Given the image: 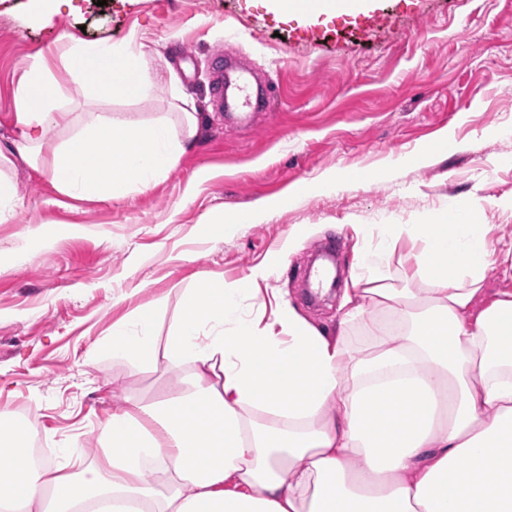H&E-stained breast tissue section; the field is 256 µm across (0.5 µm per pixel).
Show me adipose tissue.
Returning <instances> with one entry per match:
<instances>
[{
	"label": "adipose tissue",
	"instance_id": "obj_1",
	"mask_svg": "<svg viewBox=\"0 0 512 512\" xmlns=\"http://www.w3.org/2000/svg\"><path fill=\"white\" fill-rule=\"evenodd\" d=\"M57 61L74 92L101 100L154 86L144 46L68 38L15 83L0 162L49 170L77 198L118 199L195 146L202 115L174 84L177 126L93 114L44 162L46 130L75 123L49 93ZM404 238L419 245L416 288L390 269ZM283 263L275 252L237 284L182 289L166 338L152 308L113 325L103 346L131 370L161 362L184 380L98 423L100 453L78 470L32 460L38 412L22 427L1 420L12 458L0 466V512H512V290L473 309L488 271L512 280V242L491 248L487 225L457 204L440 224L381 225L332 329L289 301L264 322L245 312L254 283ZM355 328L367 336L358 352Z\"/></svg>",
	"mask_w": 512,
	"mask_h": 512
}]
</instances>
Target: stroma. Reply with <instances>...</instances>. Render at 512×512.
<instances>
[{"instance_id": "1", "label": "stroma", "mask_w": 512, "mask_h": 512, "mask_svg": "<svg viewBox=\"0 0 512 512\" xmlns=\"http://www.w3.org/2000/svg\"><path fill=\"white\" fill-rule=\"evenodd\" d=\"M144 44L157 76L144 100L75 96L55 66L62 105L78 120L123 112L166 116L177 75L204 117L202 135L167 175L121 199L60 193L49 174L16 165L19 198L0 223V417L40 418L31 436L43 457L93 458V428L118 407L173 395L182 377L161 367L134 372L101 351L113 323L137 306L161 304L166 336L179 291L207 276L243 279L277 251L282 271L243 302L267 319L289 298L317 325H334L339 293L310 302L313 251L336 253L341 280L377 225L432 224L449 203L476 206L492 246L512 240V214L478 203L512 194V0H368L354 14L291 15L273 0H0V131L9 132L12 88L31 59L58 38ZM236 56L269 95L248 122L224 118V68ZM447 154L429 150L441 133ZM404 157L382 181L388 158ZM335 191L291 196L327 172ZM262 222L227 234L211 215L259 204ZM34 228L54 238L42 245Z\"/></svg>"}]
</instances>
